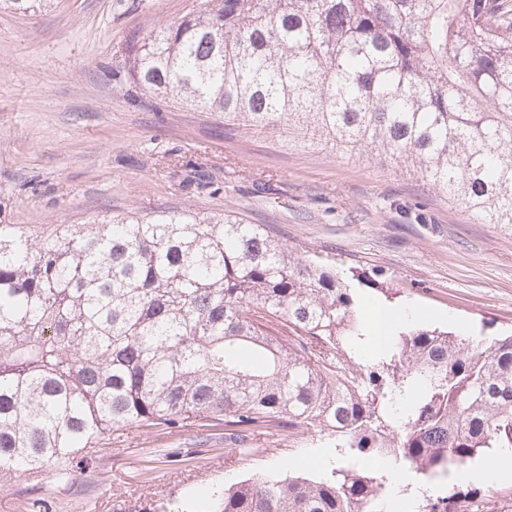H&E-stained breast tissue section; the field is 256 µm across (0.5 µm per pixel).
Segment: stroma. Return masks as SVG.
Here are the masks:
<instances>
[{
    "label": "stroma",
    "instance_id": "obj_1",
    "mask_svg": "<svg viewBox=\"0 0 512 512\" xmlns=\"http://www.w3.org/2000/svg\"><path fill=\"white\" fill-rule=\"evenodd\" d=\"M193 0H52L0 10V222L84 224L127 210L231 211L298 252L380 267L415 324L475 338L512 330V230L478 224L415 176L325 145L288 146L225 126L133 84L121 49L177 22ZM191 422L132 428L71 481L16 474L0 512H195L206 494L294 460L336 456L315 437L249 436Z\"/></svg>",
    "mask_w": 512,
    "mask_h": 512
}]
</instances>
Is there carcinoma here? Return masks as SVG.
<instances>
[{
  "label": "carcinoma",
  "mask_w": 512,
  "mask_h": 512,
  "mask_svg": "<svg viewBox=\"0 0 512 512\" xmlns=\"http://www.w3.org/2000/svg\"><path fill=\"white\" fill-rule=\"evenodd\" d=\"M123 55L146 94L390 165L512 229V0H199ZM367 289L395 295L379 268L229 213L0 223V482L68 480L120 431L203 418L338 449L315 474L214 489L205 512H379L395 471L431 482L512 448V334L402 324L380 348ZM475 494L425 490L412 512Z\"/></svg>",
  "instance_id": "cac0c4a2"
}]
</instances>
